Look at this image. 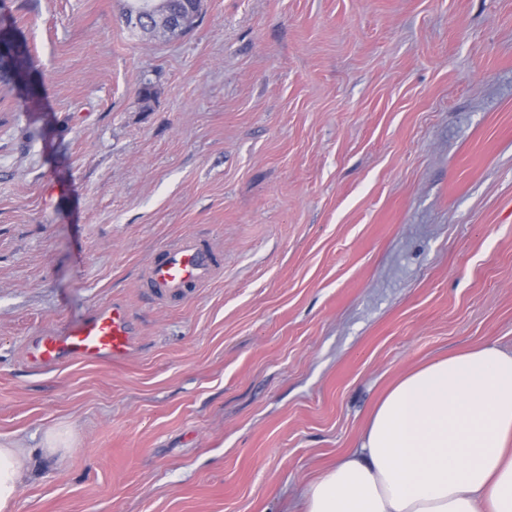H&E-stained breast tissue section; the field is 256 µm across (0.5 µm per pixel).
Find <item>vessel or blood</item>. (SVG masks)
Here are the masks:
<instances>
[{
  "label": "vessel or blood",
  "mask_w": 512,
  "mask_h": 512,
  "mask_svg": "<svg viewBox=\"0 0 512 512\" xmlns=\"http://www.w3.org/2000/svg\"><path fill=\"white\" fill-rule=\"evenodd\" d=\"M223 267V252L211 238L189 236L162 246L147 263L143 280L156 303L187 300L210 285ZM136 327L125 303L99 305L80 323L31 337L26 364L31 371L45 372L75 361H125L136 349Z\"/></svg>",
  "instance_id": "1"
}]
</instances>
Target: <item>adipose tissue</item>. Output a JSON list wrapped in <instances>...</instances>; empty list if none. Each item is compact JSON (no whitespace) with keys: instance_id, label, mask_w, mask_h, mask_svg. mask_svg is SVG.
<instances>
[{"instance_id":"ef3b65f1","label":"adipose tissue","mask_w":512,"mask_h":512,"mask_svg":"<svg viewBox=\"0 0 512 512\" xmlns=\"http://www.w3.org/2000/svg\"><path fill=\"white\" fill-rule=\"evenodd\" d=\"M26 464L0 442V512ZM301 512H512V351L424 364L375 406L359 447L306 487Z\"/></svg>"}]
</instances>
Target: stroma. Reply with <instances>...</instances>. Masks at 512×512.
I'll return each mask as SVG.
<instances>
[{
    "label": "stroma",
    "mask_w": 512,
    "mask_h": 512,
    "mask_svg": "<svg viewBox=\"0 0 512 512\" xmlns=\"http://www.w3.org/2000/svg\"><path fill=\"white\" fill-rule=\"evenodd\" d=\"M127 5L5 0L34 61L0 92L11 512H296L402 374L512 350V0H204L167 41ZM185 235L224 270L154 303ZM115 299L132 357L27 368ZM224 267L223 251L208 237L189 236L162 246L144 268L147 292L158 303L188 300Z\"/></svg>",
    "instance_id": "1"
}]
</instances>
